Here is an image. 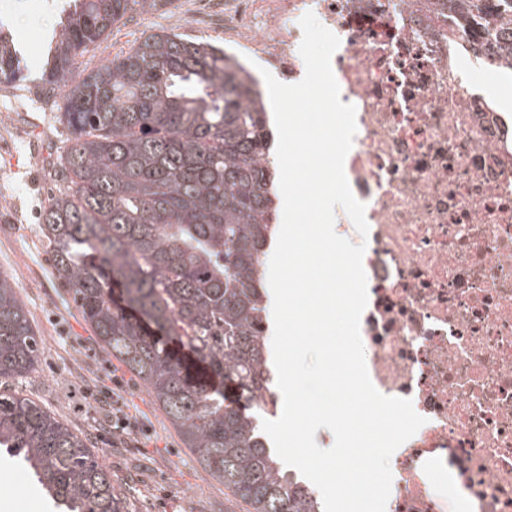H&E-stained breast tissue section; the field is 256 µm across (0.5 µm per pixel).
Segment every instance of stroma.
<instances>
[{
  "instance_id": "obj_1",
  "label": "stroma",
  "mask_w": 512,
  "mask_h": 512,
  "mask_svg": "<svg viewBox=\"0 0 512 512\" xmlns=\"http://www.w3.org/2000/svg\"><path fill=\"white\" fill-rule=\"evenodd\" d=\"M52 0H0L21 46L17 75L0 79V136L14 140L12 154L27 171L15 174L0 152V272L13 277L42 350L35 369L12 386L35 400L98 451L111 469L121 512H249L247 504L212 479L185 448L165 413L144 384L98 343L74 303L69 288L53 273L51 253L40 235L42 206L56 190L58 157L69 145V133L44 106L38 38L56 25ZM184 0L163 11L133 12L125 24L92 46L84 60L97 65L128 51L143 35L165 29L192 37L223 40L221 32L188 17ZM44 152L35 158L34 149ZM127 383L124 396L133 411L152 427L139 447L128 442L108 445L99 438L101 400L113 376ZM52 503L28 470L0 454V512H51Z\"/></svg>"
}]
</instances>
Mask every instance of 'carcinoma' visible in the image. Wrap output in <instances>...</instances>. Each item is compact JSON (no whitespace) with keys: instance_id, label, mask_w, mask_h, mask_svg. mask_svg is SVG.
I'll return each instance as SVG.
<instances>
[{"instance_id":"obj_1","label":"carcinoma","mask_w":512,"mask_h":512,"mask_svg":"<svg viewBox=\"0 0 512 512\" xmlns=\"http://www.w3.org/2000/svg\"><path fill=\"white\" fill-rule=\"evenodd\" d=\"M172 0H61L41 79L68 88L57 121L71 145L64 188L40 224L57 276L98 342L147 388L202 468L252 512H321L261 421L276 414L264 267L276 226L272 133L256 80L219 46L165 30L88 72L80 58L136 9ZM448 18L487 52L512 0H448ZM0 22V77L15 73ZM77 82H72L74 76ZM40 341L0 274V448L17 453L60 512H120L112 471L83 438L7 389Z\"/></svg>"}]
</instances>
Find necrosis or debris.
<instances>
[{
  "instance_id": "necrosis-or-debris-1",
  "label": "necrosis or debris",
  "mask_w": 512,
  "mask_h": 512,
  "mask_svg": "<svg viewBox=\"0 0 512 512\" xmlns=\"http://www.w3.org/2000/svg\"><path fill=\"white\" fill-rule=\"evenodd\" d=\"M188 7L288 84L305 74V13L338 36L357 124L345 173L369 226L366 365L425 419L393 459L386 512H512V113L478 78L512 64L453 31L446 0Z\"/></svg>"
}]
</instances>
